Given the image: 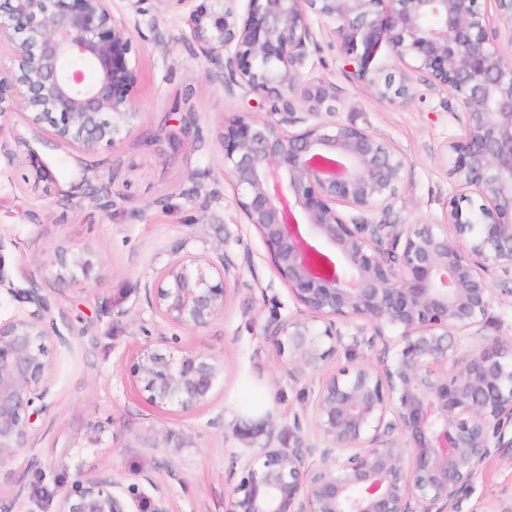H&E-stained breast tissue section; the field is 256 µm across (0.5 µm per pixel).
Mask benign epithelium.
<instances>
[{
  "mask_svg": "<svg viewBox=\"0 0 512 512\" xmlns=\"http://www.w3.org/2000/svg\"><path fill=\"white\" fill-rule=\"evenodd\" d=\"M201 0L181 39L239 86L269 103L266 115L224 120V175L232 206L254 226L296 312L266 326L286 356L288 379L320 377L305 437L266 417L247 443L241 478L225 512H460L494 449L512 448V337L486 335L500 292L490 272L512 280V0ZM317 16L357 77L402 106L418 78L448 92L462 114L463 140L451 145L458 197L444 224H385L403 186L406 156L391 141L352 123L319 118L298 129L297 113L328 98L303 88ZM138 31L112 0H0V133L10 115L85 152L116 145L138 118ZM386 49L400 77L380 76ZM483 199L465 209L467 194ZM107 210L119 193L82 195ZM60 265L88 274L92 259ZM250 265L248 248L227 241L216 257H179L146 288L152 315L175 328L204 329L224 314L231 284ZM0 287L22 311L0 321V467L28 447L36 403L48 395L54 327L49 298L15 288L0 262ZM130 374L159 408L207 404L222 373L211 355L158 334ZM381 346L382 367L358 356ZM468 352L457 358L458 351ZM345 360L329 371L333 360ZM264 437L261 443L255 442ZM80 475L58 490L55 512H172L168 489Z\"/></svg>",
  "mask_w": 512,
  "mask_h": 512,
  "instance_id": "1",
  "label": "benign epithelium"
}]
</instances>
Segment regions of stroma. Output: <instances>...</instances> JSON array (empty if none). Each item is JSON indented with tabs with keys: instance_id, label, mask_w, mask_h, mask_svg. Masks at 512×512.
<instances>
[{
	"instance_id": "obj_1",
	"label": "stroma",
	"mask_w": 512,
	"mask_h": 512,
	"mask_svg": "<svg viewBox=\"0 0 512 512\" xmlns=\"http://www.w3.org/2000/svg\"><path fill=\"white\" fill-rule=\"evenodd\" d=\"M147 7L148 14L127 17L140 32L139 119L120 144L86 153L34 130L20 111L0 132L21 143L13 160H0V257L15 286L42 288L53 313L68 320L48 341L49 394L30 447L0 475V512H54L57 483L80 472L143 490L152 481L164 484L172 512H224L244 450L232 429L268 413L288 427L317 398L319 379L290 381L266 335V325L296 305L274 276L262 240L232 207L224 178L225 117L262 114L267 105L253 92L227 89L218 69L179 41L188 6L149 0ZM312 24L317 43L304 67L306 86L327 88L333 120L369 127L407 158L404 188L387 223H443L456 193L448 147L464 134L447 93L418 82L408 105L381 99L351 73L330 22ZM187 109L196 129L181 127L176 117ZM39 165L51 180H38ZM87 182L121 192L125 203L109 211L91 207L80 199ZM207 191L216 200L198 228L197 199ZM225 237L248 245L251 264L242 268L223 316L208 328L178 332L181 346L223 362V382L206 405L156 408L129 373L146 344L136 325L150 316L145 288L172 256L211 253ZM75 252L92 255L89 276L61 274L60 255ZM115 306L128 317L113 319ZM33 457L41 470L29 468ZM511 488L512 448H503L483 465L462 512H492Z\"/></svg>"
}]
</instances>
